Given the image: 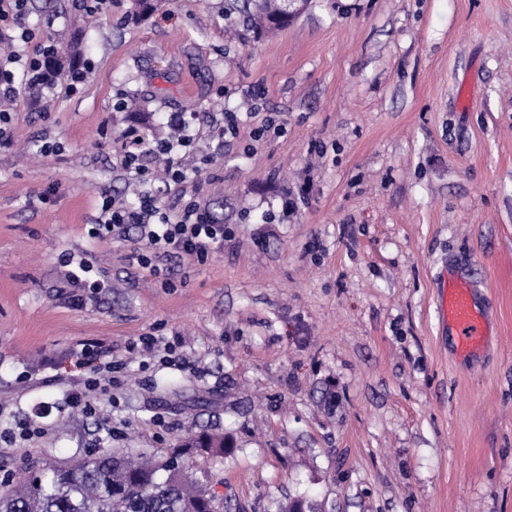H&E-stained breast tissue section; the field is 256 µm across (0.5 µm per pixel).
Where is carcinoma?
Masks as SVG:
<instances>
[{"instance_id": "carcinoma-1", "label": "carcinoma", "mask_w": 512, "mask_h": 512, "mask_svg": "<svg viewBox=\"0 0 512 512\" xmlns=\"http://www.w3.org/2000/svg\"><path fill=\"white\" fill-rule=\"evenodd\" d=\"M224 18L241 38L256 41L292 22L281 0H224ZM189 469L187 460L152 466L104 452L21 475L0 489V512H217L207 490L188 481Z\"/></svg>"}]
</instances>
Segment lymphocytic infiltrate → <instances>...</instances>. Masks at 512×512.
I'll return each mask as SVG.
<instances>
[{
    "label": "lymphocytic infiltrate",
    "mask_w": 512,
    "mask_h": 512,
    "mask_svg": "<svg viewBox=\"0 0 512 512\" xmlns=\"http://www.w3.org/2000/svg\"><path fill=\"white\" fill-rule=\"evenodd\" d=\"M27 0H0V23L18 29L17 44L6 53H0V98H16L20 90H38L55 93L57 87L76 92L85 80L83 70L76 65L60 72H49L44 67L46 59H57L58 43L49 37H36L26 24ZM170 137L149 141L130 132L121 147L119 165L132 174L140 184L136 206H128L115 197L102 195L101 216L92 225L90 234L95 238L127 240L131 229H138L142 248L131 251L130 261L142 268L152 267L156 260L178 262L189 258L205 263L210 254L224 246L225 231L211 213L195 197H179L174 209L159 205L152 188L155 180L150 167L155 156L164 157L166 172L162 182L181 185L187 183L189 174L183 159L192 145L193 138L181 113L169 116ZM75 366L87 370L86 390L71 397L72 407L86 414H95L89 393H109L118 390L119 363L106 360L105 354L94 346H84L75 354Z\"/></svg>",
    "instance_id": "1"
}]
</instances>
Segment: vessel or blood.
I'll return each mask as SVG.
<instances>
[{
	"instance_id": "b4317fda",
	"label": "vessel or blood",
	"mask_w": 512,
	"mask_h": 512,
	"mask_svg": "<svg viewBox=\"0 0 512 512\" xmlns=\"http://www.w3.org/2000/svg\"><path fill=\"white\" fill-rule=\"evenodd\" d=\"M473 287L464 281L441 282L437 311L455 336L459 354L470 355L480 350L486 340L484 316L473 301Z\"/></svg>"
}]
</instances>
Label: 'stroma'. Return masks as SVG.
I'll return each mask as SVG.
<instances>
[{"label": "stroma", "instance_id": "35a3bbf8", "mask_svg": "<svg viewBox=\"0 0 512 512\" xmlns=\"http://www.w3.org/2000/svg\"><path fill=\"white\" fill-rule=\"evenodd\" d=\"M130 4L28 2L62 61L93 68L51 105L20 94L0 147V432L34 430L0 447V476L159 461L209 432L233 446L192 474L222 512H512V0H312L257 45L225 37L222 0L129 23ZM173 112L232 237L154 276L88 226L101 193L137 201L124 133L166 136ZM228 112L238 137L217 133ZM65 254L107 283L78 307ZM445 275L475 286L479 356L438 319ZM142 336L175 361L132 351ZM82 341L127 365L95 399L118 437L70 406Z\"/></svg>", "mask_w": 512, "mask_h": 512}]
</instances>
